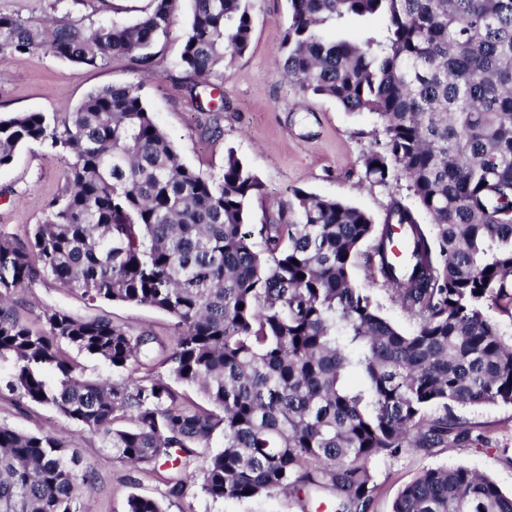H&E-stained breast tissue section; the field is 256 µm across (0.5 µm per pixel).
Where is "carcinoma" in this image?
<instances>
[{
	"mask_svg": "<svg viewBox=\"0 0 512 512\" xmlns=\"http://www.w3.org/2000/svg\"><path fill=\"white\" fill-rule=\"evenodd\" d=\"M174 3L151 0L129 24L41 28L0 14V55L42 48L89 67L129 56L151 75ZM288 3L282 76L303 97L374 114L386 138L364 156V179L403 178L411 202L392 197L377 225L342 200L294 190L258 244L244 230L258 177L231 149L218 175L184 164L139 83L92 91L74 112L1 117L0 167L30 143L73 161L29 244L0 238V358L13 360L7 387L19 398L52 407L135 467H170V495L192 482L215 503L283 494L302 512H370L376 457L487 446L454 408L512 405V339L484 309L491 301L512 316V0ZM191 4L178 66L194 91L247 50L255 0ZM353 17L381 20V35L326 36ZM366 243L415 320L408 333L353 284ZM43 274L89 303L168 314L172 347L62 307L25 322L8 301ZM68 348L126 378L86 377ZM157 354L168 375L135 377ZM214 440L222 449L211 452ZM92 479L51 431L0 421V512H82ZM127 505L165 512L150 496ZM393 512H512V494L441 466L406 484Z\"/></svg>",
	"mask_w": 512,
	"mask_h": 512,
	"instance_id": "1",
	"label": "carcinoma"
}]
</instances>
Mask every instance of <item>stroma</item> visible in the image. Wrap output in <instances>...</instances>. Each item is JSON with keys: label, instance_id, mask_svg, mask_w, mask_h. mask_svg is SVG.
<instances>
[{"label": "stroma", "instance_id": "stroma-1", "mask_svg": "<svg viewBox=\"0 0 512 512\" xmlns=\"http://www.w3.org/2000/svg\"><path fill=\"white\" fill-rule=\"evenodd\" d=\"M150 0H0V13H16L33 23L47 18L86 24L115 19L132 22ZM288 0H256L251 42L246 52L226 58L218 84L226 107L209 109L208 89L190 95L177 60L190 21L189 0H176L174 23L157 42L155 73L141 75L127 57L103 68L71 64L48 50L0 56V117L16 112H72L90 92L129 82L141 85L142 97L158 125L176 146L181 160L204 173H220L227 151L260 179L262 195L249 206L247 231L276 218L288 195L300 189L337 198L384 223L390 195H405V181L389 186L365 181L363 156L383 139L375 117L345 111L325 97L300 98L280 75L282 42L288 26ZM70 154L32 143L0 168V236L27 242L36 224L44 222L46 205L65 189ZM355 287L369 294L380 312L405 332L414 321L394 302L379 276L370 274L364 260L353 268ZM60 306L81 316L103 315L135 331L147 330L171 342L173 320L164 312L118 302H85L80 293L42 278L20 293L17 310L36 322L42 307ZM461 418L489 431L491 447L410 448L396 456H380L371 470L384 492L372 512H391L399 490L422 470L463 465L493 478L504 493H512V406L491 404L460 407ZM0 421L25 432L49 430L77 449L93 469L94 484L82 502L83 512H126L130 493L161 498L166 512H301L283 495L214 503L199 490L182 497L167 496V487L151 471H138L102 448L97 437L83 432L55 410L0 394Z\"/></svg>", "mask_w": 512, "mask_h": 512}]
</instances>
